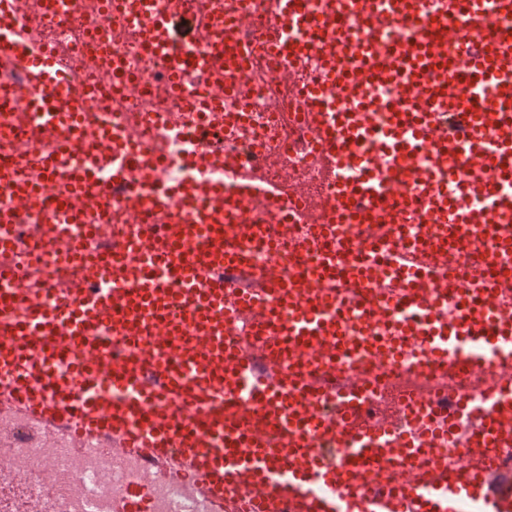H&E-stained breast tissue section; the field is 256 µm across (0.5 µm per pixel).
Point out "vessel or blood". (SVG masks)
<instances>
[{"mask_svg": "<svg viewBox=\"0 0 512 512\" xmlns=\"http://www.w3.org/2000/svg\"><path fill=\"white\" fill-rule=\"evenodd\" d=\"M268 33L280 64L272 82L294 81L306 131L325 167L348 176L331 181L313 222L343 239L352 255L311 244V258L289 268L265 226L284 224L304 196L280 192L255 174L241 179L233 205L224 201V152L200 142L184 153L187 175L156 183L167 158L145 146L157 120L116 134L110 115L90 121L91 88L69 86L54 53L26 52L17 26L27 0L0 12V56L20 61L40 93L26 106L41 122L8 140L0 187H12L0 211V408L49 432L73 454L95 442L139 457L149 473L190 479L209 512H512V485L496 483L484 451L512 433V316L501 292L512 274L490 282L487 265L512 257V38L492 32L490 14L512 13V0H269ZM208 0L201 20L192 0H101L121 21L160 47L170 64L163 95L182 99L196 126L223 121L225 96L254 94L239 49L224 35L254 23L250 0L232 14ZM396 24L410 30L399 45L359 40L347 26ZM320 59V79L295 81L297 57ZM206 74L204 99L183 93L185 73ZM398 98L374 104L380 83ZM385 110L380 129L371 112ZM469 131L453 138L441 117ZM81 141L75 160L70 144ZM50 141L51 152L39 146ZM431 165L417 163L422 151ZM34 163L27 178L15 159ZM126 186L130 217L159 225V236L109 239L104 224L81 225L62 208V192L96 206L112 184ZM480 198L481 206L469 201ZM42 204L47 216L38 248L54 260L33 284L13 259L14 215ZM269 257L260 286H248L244 243ZM483 269L467 281L430 283L428 273L452 267L460 250ZM342 274L347 286L331 279ZM456 306L454 321L443 319ZM412 311L394 342L349 338L347 320ZM423 349V368L484 372L497 356V380L483 402L454 391L471 418L468 447L478 454L455 469L431 464V444L449 418L421 386L404 393L409 416L429 431L400 434L393 424L362 419L364 376L354 369L342 390L330 380L336 360L367 357L394 364L400 348ZM334 400L332 418L318 406ZM347 447L336 462L316 438Z\"/></svg>", "mask_w": 512, "mask_h": 512, "instance_id": "1", "label": "vessel or blood"}]
</instances>
